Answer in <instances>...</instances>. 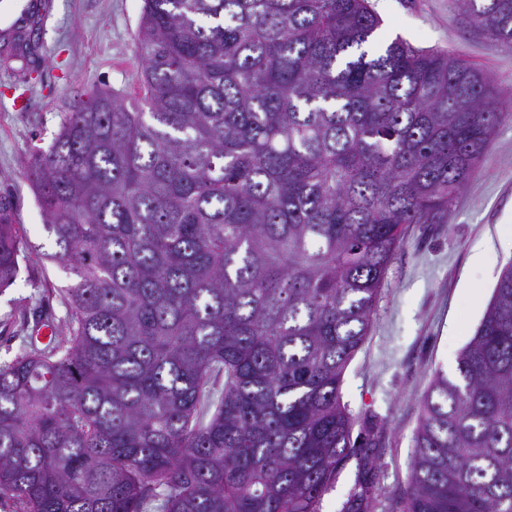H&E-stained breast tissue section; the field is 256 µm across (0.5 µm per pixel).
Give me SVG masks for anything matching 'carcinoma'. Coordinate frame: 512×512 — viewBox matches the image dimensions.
Masks as SVG:
<instances>
[{
	"mask_svg": "<svg viewBox=\"0 0 512 512\" xmlns=\"http://www.w3.org/2000/svg\"><path fill=\"white\" fill-rule=\"evenodd\" d=\"M512 46V0H456ZM368 0H144L147 110L98 91L27 177L72 276L67 332L0 363L23 512H321L343 373L408 224H443L512 121L466 60L376 40ZM34 249L0 196V288ZM460 380L421 401L401 512H512V262Z\"/></svg>",
	"mask_w": 512,
	"mask_h": 512,
	"instance_id": "carcinoma-1",
	"label": "carcinoma"
}]
</instances>
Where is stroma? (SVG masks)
Wrapping results in <instances>:
<instances>
[{
	"label": "stroma",
	"instance_id": "35a3bbf8",
	"mask_svg": "<svg viewBox=\"0 0 512 512\" xmlns=\"http://www.w3.org/2000/svg\"><path fill=\"white\" fill-rule=\"evenodd\" d=\"M381 40L401 38L467 60L512 93V49L468 26L452 0H370ZM143 0H0V195L37 252L0 290V361L17 354L36 322L64 326L61 295L70 280L48 256L55 250L26 176L27 158L59 133L73 107L96 90L127 105L142 98L138 28ZM18 18H11V11ZM512 226V122L456 195L444 224H412L381 287L368 335L348 364L341 400L354 433L371 432L377 491L368 512H399L409 486L420 401L436 371L455 373L512 250L499 245ZM488 249L490 271L475 266Z\"/></svg>",
	"mask_w": 512,
	"mask_h": 512
}]
</instances>
